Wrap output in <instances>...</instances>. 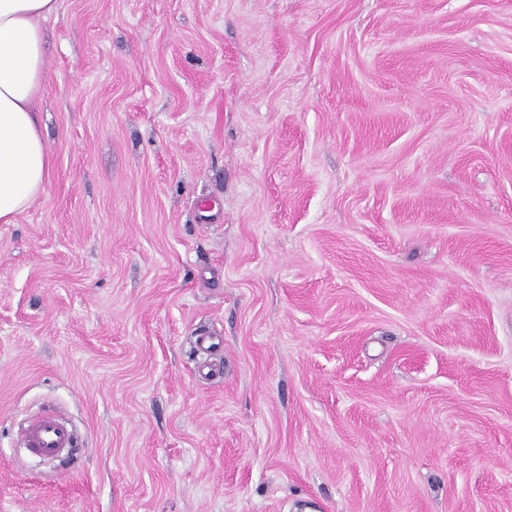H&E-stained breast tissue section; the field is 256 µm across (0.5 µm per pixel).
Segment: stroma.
I'll return each instance as SVG.
<instances>
[{"instance_id": "stroma-1", "label": "stroma", "mask_w": 512, "mask_h": 512, "mask_svg": "<svg viewBox=\"0 0 512 512\" xmlns=\"http://www.w3.org/2000/svg\"><path fill=\"white\" fill-rule=\"evenodd\" d=\"M44 27L52 176L0 224V512H512V0H60ZM47 412L67 457L16 445Z\"/></svg>"}]
</instances>
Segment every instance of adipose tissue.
I'll list each match as a JSON object with an SVG mask.
<instances>
[{
	"instance_id": "ef3b65f1",
	"label": "adipose tissue",
	"mask_w": 512,
	"mask_h": 512,
	"mask_svg": "<svg viewBox=\"0 0 512 512\" xmlns=\"http://www.w3.org/2000/svg\"><path fill=\"white\" fill-rule=\"evenodd\" d=\"M59 0H0V223H14L50 182L35 102L46 82L43 23Z\"/></svg>"
}]
</instances>
